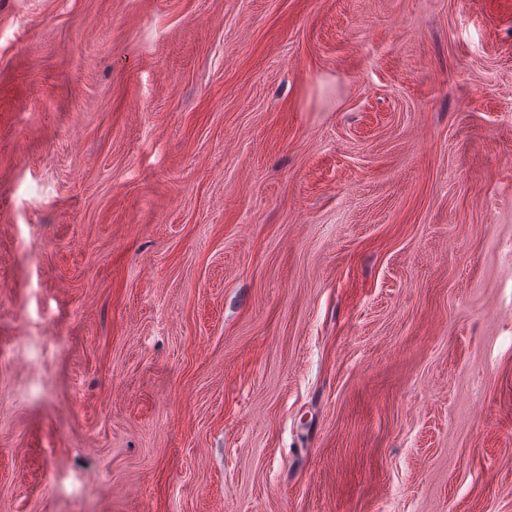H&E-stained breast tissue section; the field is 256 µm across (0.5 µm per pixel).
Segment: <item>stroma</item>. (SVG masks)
<instances>
[{
	"label": "stroma",
	"instance_id": "1",
	"mask_svg": "<svg viewBox=\"0 0 512 512\" xmlns=\"http://www.w3.org/2000/svg\"><path fill=\"white\" fill-rule=\"evenodd\" d=\"M0 512H512V0H0Z\"/></svg>",
	"mask_w": 512,
	"mask_h": 512
}]
</instances>
